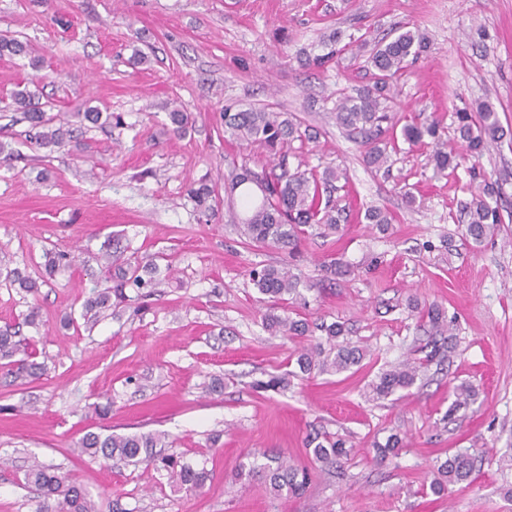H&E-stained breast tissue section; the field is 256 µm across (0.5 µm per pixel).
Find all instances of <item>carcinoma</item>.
Segmentation results:
<instances>
[{"mask_svg":"<svg viewBox=\"0 0 512 512\" xmlns=\"http://www.w3.org/2000/svg\"><path fill=\"white\" fill-rule=\"evenodd\" d=\"M339 37L334 34L324 43L325 52L308 56L305 65L321 69L336 60V57L349 53L357 56L363 45H354L350 41L338 45ZM426 45L423 38L413 30L399 33L394 39L377 45L369 57L373 73V85L354 95H343L336 100V121L345 127L356 139H361L365 147L366 163L374 168H381L387 163L386 146L380 143L385 132L383 124L392 122L387 111V101L395 89V83L404 72L409 62L424 52ZM27 52V44L12 38L0 39V57L19 55ZM33 94L24 89L15 90L10 96L8 106L23 111L24 118L30 123L32 139L43 147L61 148L72 138L73 129L60 125L52 127L53 119L46 113L32 107ZM224 123V136L257 147L272 158L278 159L279 171L258 174L250 169L230 176L231 191L253 182L259 177L265 185V195L258 201L247 200L248 216L243 219V232L252 242L280 250L294 259L302 237L308 229L317 228L328 235L339 231L341 222L346 220L344 210L337 207L332 199L336 190V181L340 178L334 169L321 172L315 169L287 168L288 149L292 142L311 138V133L301 130L297 121L286 112H275L253 106L236 108L226 105L221 109ZM453 140H441L438 122L418 127H404L406 140L421 143L424 136H429L435 145L433 160L436 169L455 171L461 165L463 155L478 158L492 145L501 142L505 136L494 106L483 101L474 110L465 109L455 113L453 121ZM463 147L465 154H460L457 147ZM499 190L493 183H486L479 193L463 205L466 224L465 236L473 243L480 244L494 237L499 224L502 223L498 204ZM367 223L379 230H388L391 218L379 208H369L364 212ZM123 251L118 244L107 239L101 246L103 269L112 280V287L95 289L84 305V319L95 321L100 313L112 309V301L119 303L126 300V289L148 288L153 286L155 268L122 258ZM75 257L65 252H48L45 255L44 273L34 278L14 268L6 271L5 281L30 294L38 293V288L47 284L57 270L72 265ZM249 278L259 293L267 296L271 302L278 304L285 297L298 293L299 278L293 272L292 264L267 265L253 267ZM408 309L421 314L428 323L431 340L420 348L424 357L415 358L391 369L385 370L370 384L372 398L385 400L390 396L412 388L423 372V368L433 361L445 358L453 349L454 321L447 318L445 310L432 304L422 308L411 299ZM266 329L273 336L286 337L290 340L307 336L310 325L305 319H293L290 316L267 314L264 317ZM316 329L325 335V343L307 344L296 347L290 354L298 370L291 372L309 375L318 373H342L361 363L367 350L364 346L354 344L347 338L348 330L337 321L321 322ZM23 357L16 358L17 354ZM36 348L28 343L22 344L16 339L11 326L0 329V359L9 360L15 377H35L44 369L36 361ZM478 399L477 389L462 383L454 388V400L448 408V415L458 409L473 404ZM79 452L93 459L110 461L119 457L126 462L145 461L156 470L168 473L176 491L192 493L204 487L208 478L205 468H196L185 462L182 457L172 453L162 457L153 454V449L167 447L165 437L159 434H118L88 432L77 442ZM372 447L377 456L388 460L399 455L406 447L403 437L397 433L389 434L385 441L376 440ZM309 456L315 464H334L350 454L352 446L344 438L317 433L306 440ZM264 462L256 460L240 465L237 476H260L269 485L276 497L285 494L301 495L309 486L310 473L306 468H299L278 451L262 453ZM473 472L472 458L462 452L448 456L436 465V476L431 481L430 491L438 496H449L453 487L468 480ZM25 480L32 484L43 497L41 512H97L84 489L48 466L33 464L25 473Z\"/></svg>","mask_w":512,"mask_h":512,"instance_id":"1","label":"carcinoma"}]
</instances>
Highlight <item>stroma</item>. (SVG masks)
Wrapping results in <instances>:
<instances>
[{
    "label": "stroma",
    "instance_id": "35a3bbf8",
    "mask_svg": "<svg viewBox=\"0 0 512 512\" xmlns=\"http://www.w3.org/2000/svg\"><path fill=\"white\" fill-rule=\"evenodd\" d=\"M419 31L428 43L388 103L400 124L388 169L374 170L333 112L341 94L370 86L364 58L305 67L324 37L368 44ZM28 45L0 58V94L26 82L36 103L65 116L95 107L106 129L76 127L62 148L27 140V122L0 118V258L38 276L45 255L72 251L38 294L0 288V327L21 324L30 306L39 327L43 374L0 372V512H38L25 482L39 460L72 476L99 512H512L502 487L512 483V0H0V36ZM488 101L510 138L454 174L434 173L432 149L407 143L406 124L433 116L445 138L453 114ZM266 105L317 130L293 143L289 168L332 167L334 199L348 221L340 233L310 232L294 271L300 297L290 315L343 323L369 356L341 374L292 379L285 390L262 381L288 373L293 341L263 327L269 304L248 271L285 262L284 253L250 242L239 193L225 178L248 167L271 169L268 155L224 138L218 110ZM192 124L173 133V108ZM502 195L498 234L474 244L463 234L469 168ZM214 191L210 209L188 190ZM392 217L387 231L365 224L367 208ZM120 240L128 258L154 262L159 285L87 326L84 303L105 283L102 243ZM338 259L342 274L321 266ZM436 303L457 325L449 362L384 401L368 385L385 368L413 358L428 340L409 297ZM469 382L477 402L449 415L452 388ZM110 403L107 416L97 405ZM160 433L172 453L205 465L192 494L144 465L77 457L85 433ZM342 436L353 450L335 468L310 464L309 434ZM399 432L407 446L380 461L374 439ZM473 449L475 471L451 498L429 493L437 460ZM278 450L311 466L300 496L274 497L260 480H237L240 462Z\"/></svg>",
    "mask_w": 512,
    "mask_h": 512
}]
</instances>
